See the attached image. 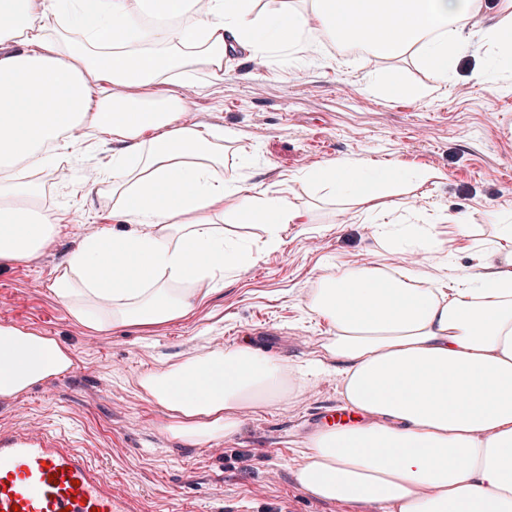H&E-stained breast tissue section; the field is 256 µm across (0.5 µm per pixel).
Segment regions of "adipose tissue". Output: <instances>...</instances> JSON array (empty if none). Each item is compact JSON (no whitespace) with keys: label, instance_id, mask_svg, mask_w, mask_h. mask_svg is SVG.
Here are the masks:
<instances>
[{"label":"adipose tissue","instance_id":"1","mask_svg":"<svg viewBox=\"0 0 512 512\" xmlns=\"http://www.w3.org/2000/svg\"><path fill=\"white\" fill-rule=\"evenodd\" d=\"M475 40L512 59V0H497L489 18L483 0H208L202 13L191 0H144L136 15L127 0H0V261L30 258L60 224L39 207L37 185L14 178L16 162L42 167L53 149L82 155L63 133L85 124L122 145L100 180L113 220L136 227L85 239L50 292L96 333L187 317L226 273L258 260L225 239V225L261 224L275 250L309 214L221 175L224 135L180 123L175 76L218 78L229 56L256 61L273 49L311 61L337 43L388 61L414 56L444 82ZM13 41L22 51H2ZM402 175L396 164L344 159L302 177L368 215ZM500 238L487 248L499 271L445 288L378 266L320 278L308 309L330 326L323 350L343 365L345 404L372 421L310 438L295 467L305 492L378 512H512V250L500 247L512 243L511 223ZM75 366L55 337L0 324V397ZM285 372L243 342L146 371L138 385L162 408L163 429L197 444L235 435L244 408L282 398Z\"/></svg>","mask_w":512,"mask_h":512}]
</instances>
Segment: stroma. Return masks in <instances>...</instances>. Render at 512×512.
I'll return each mask as SVG.
<instances>
[{
    "label": "stroma",
    "mask_w": 512,
    "mask_h": 512,
    "mask_svg": "<svg viewBox=\"0 0 512 512\" xmlns=\"http://www.w3.org/2000/svg\"><path fill=\"white\" fill-rule=\"evenodd\" d=\"M328 52L308 64L274 50L258 70L239 59L219 80L177 77L195 125L224 134L225 174H244L247 184L313 211L312 223L289 225L280 250L225 276L189 317L101 334L78 327L48 280L90 233L126 229L113 221L112 196L96 178L116 144L87 128L81 160L30 172L40 205L63 220L49 247L0 265V324L55 337L74 350L77 367L20 397L0 398V433L64 435L107 469L132 512H377L318 500L294 474L321 414L343 404L341 363L325 361L290 398L254 408L233 437L193 445L163 429L160 407L137 386L140 373L217 345L247 341L294 366L321 356L328 324L306 302L319 278L339 267L383 266L427 279L497 270V262L476 255L494 240L497 214L512 212V64L492 63V83L479 82L475 71L490 61L471 44L440 91L425 96L432 78L413 58L351 55L342 64L337 45ZM391 73L407 94L388 92ZM335 159L403 165L406 177L385 198L379 222L432 225L438 251L388 244L347 198L321 197L302 180L303 171Z\"/></svg>",
    "instance_id": "35a3bbf8"
}]
</instances>
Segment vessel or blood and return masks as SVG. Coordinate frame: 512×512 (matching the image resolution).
<instances>
[{
  "label": "vessel or blood",
  "mask_w": 512,
  "mask_h": 512,
  "mask_svg": "<svg viewBox=\"0 0 512 512\" xmlns=\"http://www.w3.org/2000/svg\"><path fill=\"white\" fill-rule=\"evenodd\" d=\"M0 512H129L104 470L54 432L0 435Z\"/></svg>",
  "instance_id": "b4317fda"
}]
</instances>
